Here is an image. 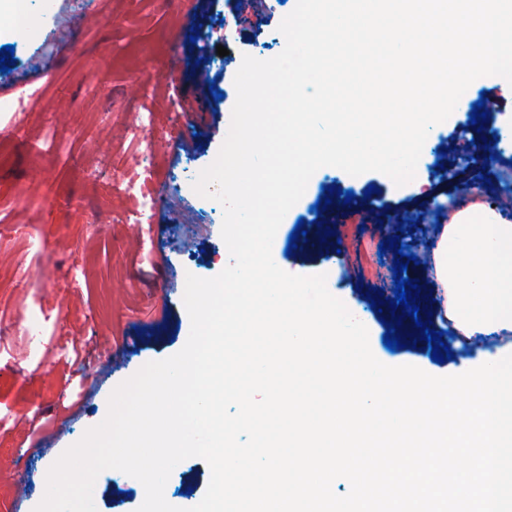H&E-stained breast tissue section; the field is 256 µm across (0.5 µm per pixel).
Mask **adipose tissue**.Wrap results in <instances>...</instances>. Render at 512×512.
<instances>
[{
    "instance_id": "1",
    "label": "adipose tissue",
    "mask_w": 512,
    "mask_h": 512,
    "mask_svg": "<svg viewBox=\"0 0 512 512\" xmlns=\"http://www.w3.org/2000/svg\"><path fill=\"white\" fill-rule=\"evenodd\" d=\"M433 273L459 335L512 332V220L476 205L457 212L437 242Z\"/></svg>"
}]
</instances>
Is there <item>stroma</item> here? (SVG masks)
I'll return each instance as SVG.
<instances>
[{
	"instance_id": "obj_1",
	"label": "stroma",
	"mask_w": 512,
	"mask_h": 512,
	"mask_svg": "<svg viewBox=\"0 0 512 512\" xmlns=\"http://www.w3.org/2000/svg\"><path fill=\"white\" fill-rule=\"evenodd\" d=\"M50 2L37 37L22 40L0 27V46L15 47L9 73H0V512H34L44 473L106 418L112 391L186 343V275H218L225 249L223 208L194 192L188 172L217 158L242 57L280 54L278 27L296 0H263L258 12L238 10V0ZM221 46L227 56H218ZM202 48L220 76L212 93L196 66ZM482 98L495 108L477 127L469 117ZM143 136L163 140L166 150L144 158ZM485 140L488 162L470 148ZM422 156L417 179L396 191L379 172L350 178L317 170L281 229L286 239L302 225L308 239L281 254V268L326 274L339 299L373 292L379 222L399 214L411 237L436 234L429 207L451 193L437 166L473 185L512 173V89L468 87L447 121L430 130ZM144 165L149 185L128 188L124 172ZM330 186L354 198L334 203L339 219L328 227L314 206ZM149 189L162 196L157 208L143 205ZM364 314L384 359L430 373L458 367L455 359L433 362L427 342L408 335L402 348L388 350L382 338L394 316L386 299ZM32 319L42 328L36 348L23 333ZM22 478L31 483L23 498ZM98 479L97 512H136L142 504L138 480L118 470ZM209 479L207 462L188 458L174 468L165 498L195 506Z\"/></svg>"
}]
</instances>
